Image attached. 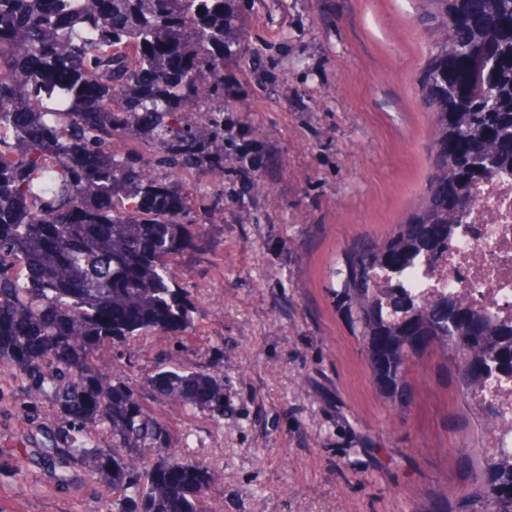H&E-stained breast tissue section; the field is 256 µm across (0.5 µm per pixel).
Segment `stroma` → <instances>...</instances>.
Masks as SVG:
<instances>
[{
  "label": "stroma",
  "instance_id": "35a3bbf8",
  "mask_svg": "<svg viewBox=\"0 0 512 512\" xmlns=\"http://www.w3.org/2000/svg\"><path fill=\"white\" fill-rule=\"evenodd\" d=\"M425 0H251L252 46L226 73L227 118L259 143L250 177L228 159L224 210L180 258L188 332L113 351L184 456L210 471L211 512H457L480 470L484 417L454 360L411 355L400 394L378 387L340 298L344 250L380 239L429 187L431 117L419 77L434 36ZM273 193L262 191V184ZM224 375V411L148 390L161 358ZM18 383L0 386V512H86L87 475L57 488L22 451Z\"/></svg>",
  "mask_w": 512,
  "mask_h": 512
}]
</instances>
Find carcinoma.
Returning <instances> with one entry per match:
<instances>
[{"label": "carcinoma", "instance_id": "1", "mask_svg": "<svg viewBox=\"0 0 512 512\" xmlns=\"http://www.w3.org/2000/svg\"><path fill=\"white\" fill-rule=\"evenodd\" d=\"M439 34L420 80L432 121L426 196L383 239L345 250L344 304L375 354L374 378L403 390V361L422 343L451 354L464 398H480L489 368L512 345V326L452 299L404 298L377 270L448 249V228L474 204L478 183L512 174V0H426ZM246 0H0V382L18 381L27 443L60 489L89 464L110 494L91 493L87 512H209L210 472L175 448L169 427L137 389L96 364L98 349L136 336H179L191 324L187 290L172 275L203 225L193 177L251 155L224 125L226 60L251 54L238 20ZM64 38L67 57L47 51ZM28 46L25 54L10 49ZM493 50L490 72L480 57ZM222 80L193 112L177 111L195 83ZM204 124L201 137L196 127ZM142 165L156 171L141 182ZM209 208H224V185L209 182ZM127 247L112 250V237ZM84 336L77 341L70 329ZM149 386L180 406L224 410V375L166 361ZM50 402L51 425L37 422ZM168 449L167 459L145 451ZM141 457L132 470L127 451ZM482 479L464 512H512V455L487 441Z\"/></svg>", "mask_w": 512, "mask_h": 512}]
</instances>
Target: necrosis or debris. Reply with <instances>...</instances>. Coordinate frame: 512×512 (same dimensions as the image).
<instances>
[{
    "mask_svg": "<svg viewBox=\"0 0 512 512\" xmlns=\"http://www.w3.org/2000/svg\"><path fill=\"white\" fill-rule=\"evenodd\" d=\"M499 209V224H483L484 210ZM390 287L413 297H443L471 291L475 307L498 323L512 321V177L488 178L475 193V204L464 223L453 225L448 252L436 265L415 258L389 281ZM483 398L508 422L494 445L512 449V373H495Z\"/></svg>",
    "mask_w": 512,
    "mask_h": 512,
    "instance_id": "necrosis-or-debris-1",
    "label": "necrosis or debris"
}]
</instances>
